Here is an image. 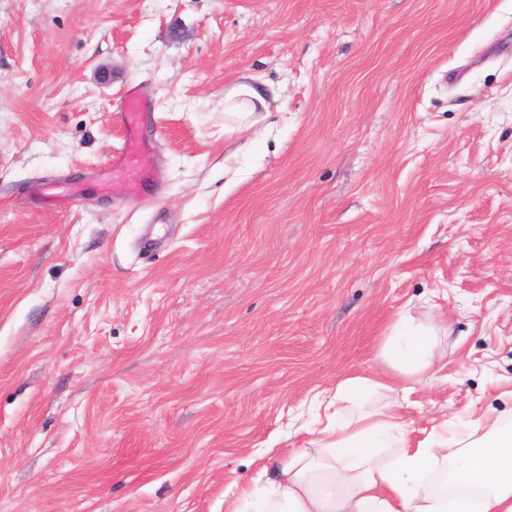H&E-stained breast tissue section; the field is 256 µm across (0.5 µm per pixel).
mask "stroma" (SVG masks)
I'll return each mask as SVG.
<instances>
[{
  "label": "stroma",
  "mask_w": 512,
  "mask_h": 512,
  "mask_svg": "<svg viewBox=\"0 0 512 512\" xmlns=\"http://www.w3.org/2000/svg\"><path fill=\"white\" fill-rule=\"evenodd\" d=\"M404 311L414 440L512 409V0H0V512H242ZM227 100L232 102L226 112L239 123L246 122L249 116L259 109L268 110V103L262 91L247 83L239 84L229 92ZM146 104L140 100L135 88H129L121 100L115 116L124 130V146L112 155L110 162L102 170L103 179L112 181L121 177L126 170L138 167L141 170L139 190L142 191L154 177L152 158L146 150V138L143 127V113Z\"/></svg>",
  "instance_id": "stroma-1"
}]
</instances>
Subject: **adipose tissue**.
Wrapping results in <instances>:
<instances>
[{
  "label": "adipose tissue",
  "instance_id": "obj_1",
  "mask_svg": "<svg viewBox=\"0 0 512 512\" xmlns=\"http://www.w3.org/2000/svg\"><path fill=\"white\" fill-rule=\"evenodd\" d=\"M446 329L397 315L382 336V373L347 374L317 401L308 440L250 493L247 512H512V412L466 430L445 422L412 438L397 393L446 358Z\"/></svg>",
  "mask_w": 512,
  "mask_h": 512
}]
</instances>
